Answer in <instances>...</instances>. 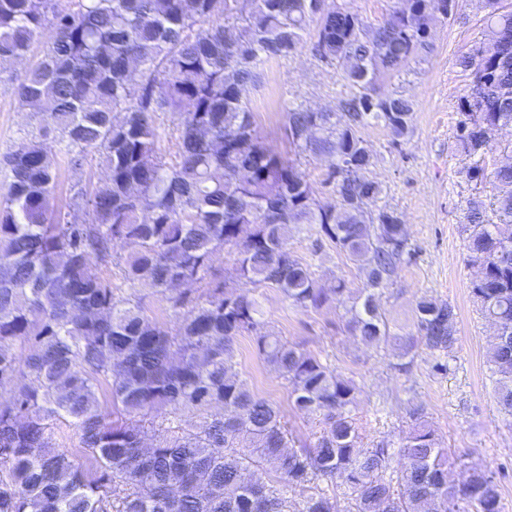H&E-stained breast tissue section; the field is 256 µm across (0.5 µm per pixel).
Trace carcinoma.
Returning <instances> with one entry per match:
<instances>
[{"mask_svg":"<svg viewBox=\"0 0 512 512\" xmlns=\"http://www.w3.org/2000/svg\"><path fill=\"white\" fill-rule=\"evenodd\" d=\"M416 2L414 14L392 8L368 25L336 0H0V83L37 116L0 160V512H503L492 472L449 455L416 410L396 450L357 447L354 379L269 329L256 300L228 297L232 279L276 288L304 311L342 305L350 335L391 345L400 371L421 350L455 349L446 300L421 296L411 333L389 326L381 291L409 253L407 228L397 209H372L387 190L362 134L380 125L394 147L412 135L414 100L370 92L429 60L433 25L457 4ZM483 2L485 38L456 60L473 76L456 148L467 180L490 177L495 190L488 204L469 200L462 232L472 300L495 326L497 404L512 416V344L501 335L512 330V161L489 175L480 164L512 128V10ZM36 43L45 49L34 57ZM304 47L341 64L348 93L331 109L288 112L291 157L258 131L251 94L266 63ZM167 114L171 157L159 145ZM61 154L76 172L96 157L106 170L76 183L67 209L54 203ZM302 156L329 162L322 186L334 201ZM301 224L319 226L363 288L319 283L288 247ZM225 249L227 273L215 266ZM140 287L174 324L146 314ZM245 334L295 408L321 418L313 444L289 449L278 407L238 379ZM169 408L216 412L175 424ZM55 421L77 447L58 440ZM323 480L331 488L291 502L294 488Z\"/></svg>","mask_w":512,"mask_h":512,"instance_id":"cac0c4a2","label":"carcinoma"}]
</instances>
